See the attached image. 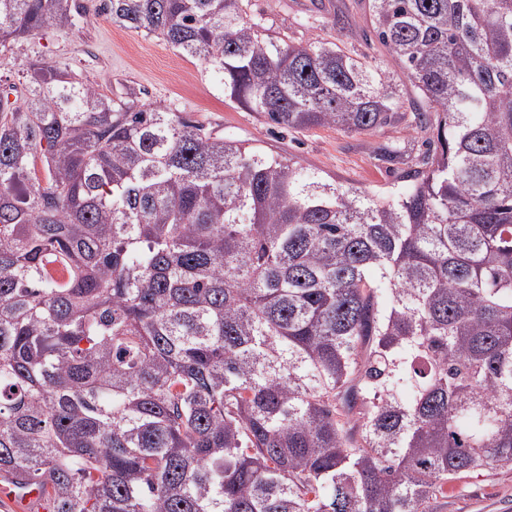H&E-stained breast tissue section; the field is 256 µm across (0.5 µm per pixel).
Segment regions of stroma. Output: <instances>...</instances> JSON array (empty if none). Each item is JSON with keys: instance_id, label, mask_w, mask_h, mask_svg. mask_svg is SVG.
Returning <instances> with one entry per match:
<instances>
[{"instance_id": "obj_1", "label": "stroma", "mask_w": 512, "mask_h": 512, "mask_svg": "<svg viewBox=\"0 0 512 512\" xmlns=\"http://www.w3.org/2000/svg\"><path fill=\"white\" fill-rule=\"evenodd\" d=\"M86 13L76 27L38 36L0 55V79L18 81L27 61L41 58L80 74L108 94L125 83L144 89L146 99L203 123L213 133L249 142L267 155H289L302 167L328 174L340 184L375 191L397 180L376 158L383 146L421 145L424 133L387 127L373 135L333 127L285 130L226 97L218 77L201 61L181 56L162 38L112 24L100 12V0H81ZM343 11L348 23L336 29L332 20ZM249 13L271 33L292 43L323 40L346 51L365 54L373 64L402 83L399 66L371 32L367 0H250ZM433 512H512V465L466 474L448 486Z\"/></svg>"}]
</instances>
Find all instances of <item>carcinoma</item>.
<instances>
[{
    "label": "carcinoma",
    "mask_w": 512,
    "mask_h": 512,
    "mask_svg": "<svg viewBox=\"0 0 512 512\" xmlns=\"http://www.w3.org/2000/svg\"><path fill=\"white\" fill-rule=\"evenodd\" d=\"M80 0H0V54ZM370 191L43 59L0 80V481L47 512H432L512 462V0H368L418 99L248 0H103Z\"/></svg>",
    "instance_id": "cac0c4a2"
}]
</instances>
